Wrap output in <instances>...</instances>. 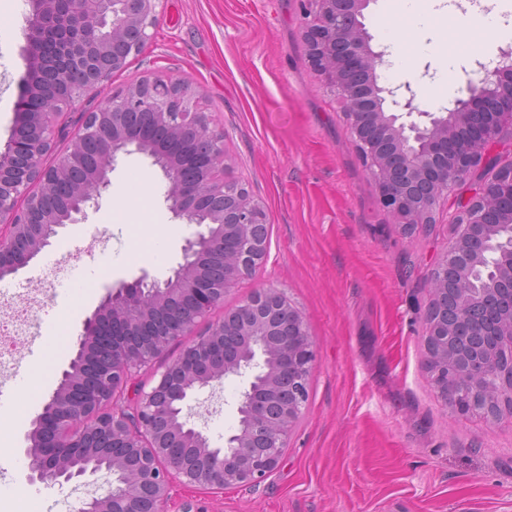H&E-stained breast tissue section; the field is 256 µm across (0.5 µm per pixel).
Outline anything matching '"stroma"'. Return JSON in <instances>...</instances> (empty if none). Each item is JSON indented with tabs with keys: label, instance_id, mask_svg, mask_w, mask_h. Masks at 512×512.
<instances>
[{
	"label": "stroma",
	"instance_id": "1",
	"mask_svg": "<svg viewBox=\"0 0 512 512\" xmlns=\"http://www.w3.org/2000/svg\"><path fill=\"white\" fill-rule=\"evenodd\" d=\"M13 32L0 38V151L14 128L26 79L23 32L28 0H0ZM299 0H165L153 39L112 77L121 89L152 74L180 78L224 131L226 179L261 203L268 251L255 278L226 294L220 318L252 290L277 288L298 308L315 361L303 414L279 466L254 487L210 489L174 481L168 512H512V417L490 422L446 406L425 370L428 283L448 244L454 209L441 201L435 221L407 231L380 206L336 98L316 73L301 34ZM470 56L446 66L422 56L415 70L388 64L384 87L418 93L453 84L465 95ZM111 185L61 228L46 251L85 270L86 286L54 296L37 261L13 273L7 302L31 299L38 359L17 356L30 382L0 414V512H78L82 488L107 470L68 483L27 479L28 435L78 351L85 320L108 287L141 274L172 276L199 227L176 219L164 202L166 181L142 153L119 154ZM150 191L142 193L141 178ZM177 226L163 250L147 224ZM172 342L133 370L114 404L134 412L137 393L154 386L190 345ZM245 378L230 376L197 393L187 418L212 446L238 423Z\"/></svg>",
	"mask_w": 512,
	"mask_h": 512
}]
</instances>
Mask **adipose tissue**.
Instances as JSON below:
<instances>
[{
    "label": "adipose tissue",
    "instance_id": "obj_1",
    "mask_svg": "<svg viewBox=\"0 0 512 512\" xmlns=\"http://www.w3.org/2000/svg\"><path fill=\"white\" fill-rule=\"evenodd\" d=\"M384 22L395 32L391 49L399 68L409 67L417 56L426 52L452 63L474 51L480 40L504 34L499 10L488 13L474 10L444 19L433 11L432 0H387ZM434 25L443 27V36L425 42L422 30Z\"/></svg>",
    "mask_w": 512,
    "mask_h": 512
}]
</instances>
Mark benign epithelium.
<instances>
[{"instance_id": "benign-epithelium-1", "label": "benign epithelium", "mask_w": 512, "mask_h": 512, "mask_svg": "<svg viewBox=\"0 0 512 512\" xmlns=\"http://www.w3.org/2000/svg\"><path fill=\"white\" fill-rule=\"evenodd\" d=\"M31 0L25 31L27 81L16 103L10 144L0 153V274L15 273L50 245L57 228L79 222L110 186L121 152L152 158L168 183L175 217L205 226L182 248L164 281L144 274L111 289L83 327L86 372L62 374L30 433L29 480L66 482L112 471L103 496L78 512H168L171 481L222 490L255 486L279 464L299 421L315 360L305 318L277 288H258L169 363L139 395L131 416L112 405L131 371L224 303L262 266L265 211L242 184L224 179V133L188 86L145 76L113 91L112 75L151 40L164 0ZM369 0H303L310 59L342 104L352 142L381 205L406 229L433 223L452 187L472 182L458 202L452 235L429 282L430 300L455 291L457 324L488 343L458 352L456 324H428L425 366L461 415L512 417V160L491 154L512 133V58L474 82L445 112L416 103L406 83L382 87L363 23ZM55 74L48 107L34 106L41 78ZM99 98L68 120L75 103ZM500 310L488 326L478 311ZM249 374L238 427L213 448L182 413L191 396L229 375Z\"/></svg>"}]
</instances>
